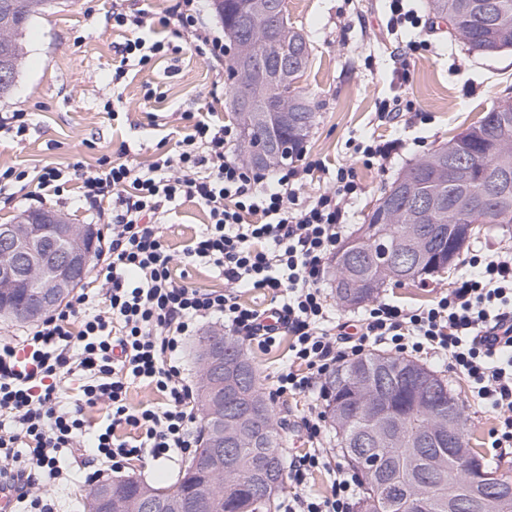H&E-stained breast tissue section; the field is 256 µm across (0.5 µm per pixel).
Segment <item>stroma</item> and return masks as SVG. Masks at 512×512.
Segmentation results:
<instances>
[{
  "mask_svg": "<svg viewBox=\"0 0 512 512\" xmlns=\"http://www.w3.org/2000/svg\"><path fill=\"white\" fill-rule=\"evenodd\" d=\"M112 2L56 0L54 9L29 24L24 38L26 62L10 96L0 98V113L33 112L36 127L25 143L0 139V167L37 171L51 163L64 166L80 161L90 169L105 153L117 162L129 158L147 165L158 156L175 155L176 144L189 126L186 113L235 123L228 93L210 94L216 78L213 64L186 47L179 54L177 71H170V60L164 57L131 72L122 85L112 86L114 48L125 40L124 32L113 29L106 19ZM285 6L291 25L313 46L310 66L299 84L313 95L318 120L304 152L307 159L326 166L325 171L308 177L301 193L315 195L330 187L331 172L341 166L353 167L364 192L351 208L346 232L364 222L383 188L410 162L466 130L501 98L512 97V53L469 54L459 39L449 35L447 24L433 21L426 9H419L422 24L410 32L412 39L425 42L426 47L406 60L387 29L384 0H285ZM403 66L409 78L401 84L394 73ZM396 95L413 101L416 111L400 113L390 121L380 119L379 102ZM109 100L115 102L118 117L107 114L104 104ZM371 137L406 142L402 157L386 171L364 165L353 152L355 143ZM206 222L200 206L182 200L159 218L158 228L174 255L172 277L177 283L221 290L225 284L218 271L188 263L182 253ZM468 270L461 260L423 283L388 284L379 296L404 307L424 306L454 287ZM289 344L286 335L267 350L244 343L265 389H272L277 372L285 365ZM418 361L447 379L458 394L472 446L499 470L512 474V448L500 456L489 448L496 421L473 401L468 383L445 358L422 355ZM273 407L281 424L285 455L305 451L301 419L309 411H324L320 390L285 403L274 401ZM104 416L103 406L86 408V428L74 442L77 452L69 481L43 488L58 512H85L82 461Z\"/></svg>",
  "mask_w": 512,
  "mask_h": 512,
  "instance_id": "stroma-1",
  "label": "stroma"
}]
</instances>
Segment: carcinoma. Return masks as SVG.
Returning <instances> with one entry per match:
<instances>
[{
	"instance_id": "obj_1",
	"label": "carcinoma",
	"mask_w": 512,
	"mask_h": 512,
	"mask_svg": "<svg viewBox=\"0 0 512 512\" xmlns=\"http://www.w3.org/2000/svg\"><path fill=\"white\" fill-rule=\"evenodd\" d=\"M53 6V0H0V63L7 64L11 73L19 75L24 59V32L27 24L44 14ZM243 0H223L222 10L216 17L226 29H239ZM429 14L448 22L449 33L462 39L468 51L492 56L512 51V0H427ZM253 51L263 60L270 62L279 56H298L300 63L288 69L282 81V92L288 95V112L301 113L306 122H279L265 131L277 137L288 153H300L308 133L305 129L315 124L316 111L310 96L297 86L310 63L311 46L305 36L288 24L284 0H279L276 15L264 18L249 32ZM248 66L246 60H232L228 66L232 82L231 91L241 84L250 88L259 108L273 109L279 94L266 96L264 80L255 72L244 78L238 67ZM499 105H493L487 114L464 132L448 140V145L456 152L469 156L477 155L473 171L465 181H460L452 173L435 175L430 152L405 167L399 176L410 180L413 190L405 191L399 199L400 205L409 209L414 191L426 185L445 199L443 211L430 219L425 227L431 237L429 255L423 257L415 273L405 278L399 271L384 263L381 252L370 243L369 230L384 220L380 204H375L366 215L364 223L358 225L354 233L343 245L354 243L360 259L354 263L344 262L336 269L334 282L338 303L344 307H359L374 298L390 282L423 281L446 268L448 258V210L457 214L470 212V206L477 197H482L481 225L488 231L508 232L512 230V193L506 198L485 193V189L495 176L508 173L512 176V120L501 123L495 119ZM241 125L239 152L244 153L256 146L257 137L247 134L244 109L233 108ZM34 289L28 284L0 291V304L17 307L25 305ZM418 371L432 378L429 386L413 377ZM352 373H359L371 381L375 401L381 418L392 421L402 429L399 441L390 446L385 443L386 432L375 418L350 419V411L357 404V397L350 383ZM227 387L242 386V392L224 403V416L233 420L225 427V440H232L246 424L244 414L251 409L262 412L272 409L267 399L263 382L257 370H251L246 382L238 376L224 378ZM453 394L448 382L436 376V371L383 351L370 352L356 360L347 361L324 382L326 407L336 404V415L347 418L342 423L331 419L336 442L343 457L361 476V494L356 512H409L380 490L382 483L399 484L410 496L423 495L429 507L424 512H448V484L440 478V473L448 471V442L440 440L420 445L415 435L422 430L424 415L415 413L418 408L435 409L448 403ZM372 432L377 437L375 447L379 448L380 458L377 481H372L361 466L360 459L367 448L358 447L359 438ZM209 434L207 425L200 423L199 448L194 458L197 465L193 469L181 471L172 487L175 493L190 496L193 491L208 480V462L212 449L207 447ZM227 464L243 475V482L212 497L210 512H256L257 501L261 496L260 487L250 474L263 467L280 480L279 491L286 489L285 460L280 450L279 434H274L267 448H254L245 439L235 443V447L225 454ZM122 493L133 496L153 493L159 487L129 476L122 481ZM113 484L101 483L86 494V512H101L100 497L112 494Z\"/></svg>"
}]
</instances>
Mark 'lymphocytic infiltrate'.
I'll return each mask as SVG.
<instances>
[{"label":"lymphocytic infiltrate","mask_w":512,"mask_h":512,"mask_svg":"<svg viewBox=\"0 0 512 512\" xmlns=\"http://www.w3.org/2000/svg\"><path fill=\"white\" fill-rule=\"evenodd\" d=\"M168 14L174 27L160 38L148 13L113 10V28L129 34L117 46L113 84L130 68L175 52V40L184 37L195 54L223 59L224 42L202 31L195 0H174ZM238 140L237 127L198 119L179 141L176 158L160 157L146 167L115 163L105 154L89 172L78 163L47 166L34 176L0 168L1 195L31 183L29 197L39 202L77 183L79 201L107 227V257L93 264L89 288L71 295L20 342L0 343V490L14 494L19 512H56L41 486L68 480L66 460L85 427L84 408L102 404L110 412L94 436L86 484L133 460L192 454L199 442L181 355L186 338L213 319L266 348L278 336H292L291 365L272 391L278 399L311 390L337 362L374 345L445 357L474 398L492 410V447H512V248L472 254L470 273L428 308L380 301L366 309L358 335L339 332L321 282L362 185L353 169L341 168L335 187L303 196L300 187L318 162L292 161L266 176L230 159ZM182 198L208 215L184 258L217 270L225 290L179 285L171 277L173 256L156 221ZM241 287L282 291L280 326L265 325L261 313L242 306L235 295ZM74 318L82 321L76 333L70 329ZM67 379L78 384L70 403L62 393ZM137 380L154 385L164 405L130 412L127 392ZM323 420L314 411L302 418L311 447L288 465L294 492L281 502L282 512H353L360 482L333 465L332 453L322 447ZM123 425L138 429V437L118 436ZM320 468L335 474L331 496L302 490Z\"/></svg>","instance_id":"lymphocytic-infiltrate-1"}]
</instances>
